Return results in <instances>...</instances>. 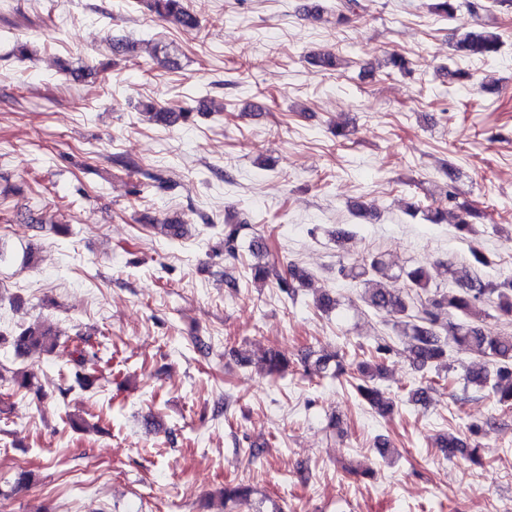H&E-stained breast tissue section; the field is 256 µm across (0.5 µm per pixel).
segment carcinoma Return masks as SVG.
<instances>
[{"instance_id": "carcinoma-1", "label": "carcinoma", "mask_w": 512, "mask_h": 512, "mask_svg": "<svg viewBox=\"0 0 512 512\" xmlns=\"http://www.w3.org/2000/svg\"><path fill=\"white\" fill-rule=\"evenodd\" d=\"M136 3L157 18L172 22L185 31L200 28L198 14L185 5V0H136ZM459 7L460 0H434L433 12L440 17L451 18ZM502 44V35L498 31L482 25L451 37L454 55L461 59L493 58L500 52ZM312 60L326 70H335L340 65L339 57L329 51L313 54ZM423 215L432 224L448 221L461 233L469 230L472 220L485 217L484 213L464 203L450 209L429 207L423 210ZM247 228L248 224L238 220L235 215L224 217V254L235 256L241 233ZM451 273L460 288L435 292L420 304L416 313L411 314V301L429 288L430 278L424 267L404 272L407 282L405 294L389 286V283L399 280V275L392 273L389 265L380 257L359 268L343 265L339 269L341 278L362 285L360 298L369 307L394 316H404V320L400 321L401 333L407 339V351L416 369L437 366L445 355V343L451 342L475 357L466 371L465 383L501 405H512V336H488L479 325L483 306L488 304L512 316V278L492 283L482 281L465 268L453 269ZM251 275L254 281L277 289L282 296L293 301L308 279L307 272L296 265L290 266L288 274L283 275L276 264L269 262L251 267ZM2 344L12 347L18 355L33 349L53 353L61 347L69 353L79 389L90 388L98 381L95 373L103 356L99 345L92 342L89 335L81 338L77 344L62 342L59 332L44 321H37L7 334L0 331ZM392 351L393 346L389 342H377L371 353L372 362L358 365V377L356 383L352 384L361 399L381 414L390 412L393 404L375 384V379L381 375L384 361ZM262 361L268 374L274 378L283 376L288 370V360L275 350L266 351ZM331 364L334 365L333 374L336 377L347 373L344 356L337 352L318 358L315 368L326 370ZM434 390L435 381L424 377L408 391L409 401L424 404ZM439 447L445 449L450 460L459 454L472 459L477 451L454 432L441 437ZM251 493V488L245 484H227L224 486V506L228 512H240V506L249 502Z\"/></svg>"}]
</instances>
